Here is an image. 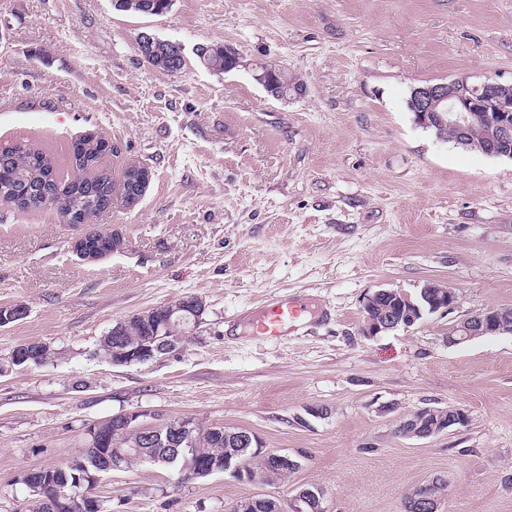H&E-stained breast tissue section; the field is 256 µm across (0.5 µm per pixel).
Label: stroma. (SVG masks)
Wrapping results in <instances>:
<instances>
[{"label":"stroma","mask_w":512,"mask_h":512,"mask_svg":"<svg viewBox=\"0 0 512 512\" xmlns=\"http://www.w3.org/2000/svg\"><path fill=\"white\" fill-rule=\"evenodd\" d=\"M177 43V73L150 66L141 35ZM229 45L240 67L202 66ZM266 64L303 91L270 96ZM458 77L512 84V0H174L163 15L112 0H0V147L65 155L110 139L112 180L152 172L140 202L113 198L91 225L46 207H0V512H23L24 476L80 456L86 430L123 412L245 428L299 461L287 482L184 480L141 464L100 475L105 512H231L316 486L327 512H404L433 477L442 512H512V333L459 346L457 323L512 306V159L464 150L414 122V86ZM121 247L72 251L86 230ZM454 288L445 313L373 338L367 298ZM278 294L308 305L280 341L249 321ZM191 296L200 329L157 358L115 366L99 341L116 322ZM45 342L56 358L11 367ZM463 409L425 439L397 427L419 408ZM92 235L93 234H91V233L85 234V235L77 238L73 242V251L82 260H87V261L100 260V259L112 254V252L114 250H116L121 245V240L118 236H116L114 234H100V236H103L104 238H108L109 240H112V251H109L103 255L96 254L95 252H91L86 249V242H87L86 240H87L88 236L92 237ZM233 512H284L280 500L266 495H252L237 502Z\"/></svg>","instance_id":"1"}]
</instances>
